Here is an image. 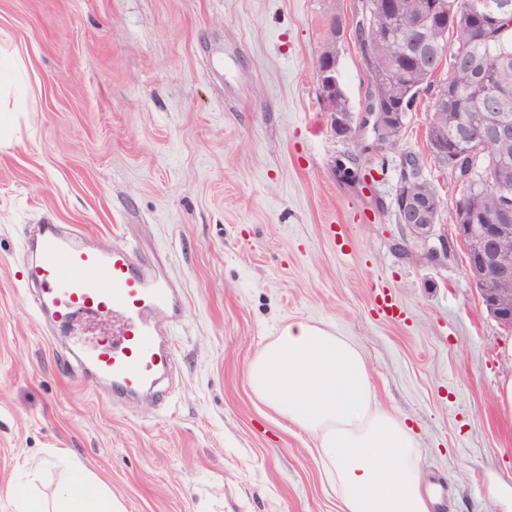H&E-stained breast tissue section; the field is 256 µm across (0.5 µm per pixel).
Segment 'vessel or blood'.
<instances>
[{
    "label": "vessel or blood",
    "mask_w": 512,
    "mask_h": 512,
    "mask_svg": "<svg viewBox=\"0 0 512 512\" xmlns=\"http://www.w3.org/2000/svg\"><path fill=\"white\" fill-rule=\"evenodd\" d=\"M25 251L24 278L35 291V309L56 326H69L81 314L122 318L112 340L73 348L78 372L105 384L116 401L154 390L174 362L167 337L182 322L183 301L173 284L139 260L133 246L105 249L57 224L38 225ZM374 301L386 320L400 317L386 288L376 290ZM158 311L168 312V326L153 320Z\"/></svg>",
    "instance_id": "obj_1"
}]
</instances>
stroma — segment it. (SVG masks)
I'll list each match as a JSON object with an SVG mask.
<instances>
[{"mask_svg":"<svg viewBox=\"0 0 512 512\" xmlns=\"http://www.w3.org/2000/svg\"><path fill=\"white\" fill-rule=\"evenodd\" d=\"M355 0H0V52L27 70L10 98L19 131L0 147V512L42 464L105 485L123 512H339L314 441L255 400L254 354L290 319L347 337L380 405L415 430L430 512H496L486 477L512 483V331L466 275L463 244L437 264L398 224L399 155L419 156L443 201L461 186L409 114L398 150L343 180L315 64L331 16ZM360 108L367 75L353 35L337 45ZM131 244L179 289L166 404L108 401L65 368L72 343L111 337L109 318L54 335L24 282L29 225ZM395 296L399 320L373 306ZM375 309L386 320L393 321L400 317V307L395 297L384 287H379L374 294Z\"/></svg>","mask_w":512,"mask_h":512,"instance_id":"stroma-1","label":"stroma"}]
</instances>
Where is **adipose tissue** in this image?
<instances>
[{"instance_id": "ef3b65f1", "label": "adipose tissue", "mask_w": 512, "mask_h": 512, "mask_svg": "<svg viewBox=\"0 0 512 512\" xmlns=\"http://www.w3.org/2000/svg\"><path fill=\"white\" fill-rule=\"evenodd\" d=\"M247 381L258 401L313 437L341 512H430L415 436L380 407L354 343L315 323L285 322L249 362ZM14 512H121V505L75 470L50 503L15 490Z\"/></svg>"}]
</instances>
